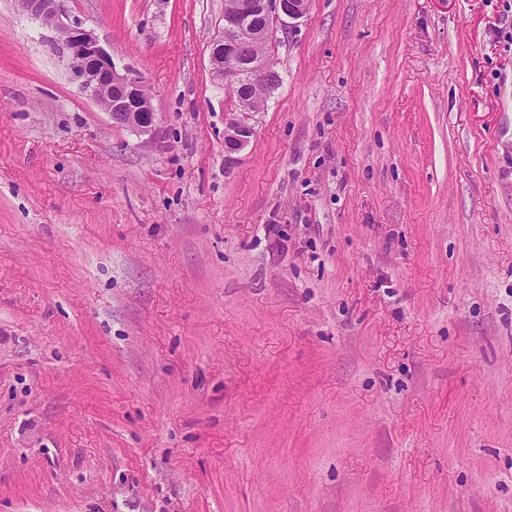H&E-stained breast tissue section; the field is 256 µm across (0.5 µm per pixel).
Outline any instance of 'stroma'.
I'll use <instances>...</instances> for the list:
<instances>
[{
  "label": "stroma",
  "instance_id": "1",
  "mask_svg": "<svg viewBox=\"0 0 512 512\" xmlns=\"http://www.w3.org/2000/svg\"><path fill=\"white\" fill-rule=\"evenodd\" d=\"M0 0V512H512V9L307 0L226 157L224 0ZM62 1L18 0L28 15L62 36L81 89L116 123L141 134H151L155 129L156 112L142 82L128 73H120L92 32L67 21Z\"/></svg>",
  "mask_w": 512,
  "mask_h": 512
}]
</instances>
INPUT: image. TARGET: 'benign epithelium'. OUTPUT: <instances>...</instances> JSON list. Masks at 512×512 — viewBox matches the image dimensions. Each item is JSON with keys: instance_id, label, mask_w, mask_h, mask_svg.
<instances>
[{"instance_id": "7a95c632", "label": "benign epithelium", "mask_w": 512, "mask_h": 512, "mask_svg": "<svg viewBox=\"0 0 512 512\" xmlns=\"http://www.w3.org/2000/svg\"><path fill=\"white\" fill-rule=\"evenodd\" d=\"M31 17L62 36L71 69L80 79V87L99 104L115 122L141 134L155 129L156 112L150 104L141 81L127 73L119 72L111 55L99 44L92 32L72 25L61 8L62 0H18ZM307 0H224V31L236 33L243 28L252 32L257 42L268 40L272 21L278 17L298 18L306 8ZM243 56L241 44L222 37L214 41L210 62L214 72L224 77V67L232 66L239 73L243 66L238 58ZM268 65L257 56L248 64L250 83L266 82ZM236 95L241 117L231 121L224 132V152L231 155L245 148L250 142L252 128L247 122L254 113L253 99L240 93L241 82H229Z\"/></svg>"}]
</instances>
